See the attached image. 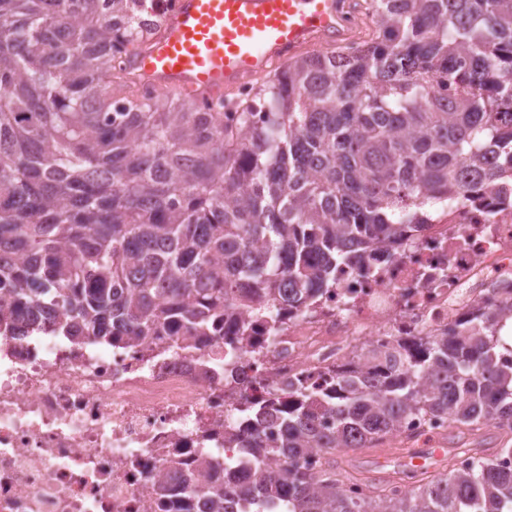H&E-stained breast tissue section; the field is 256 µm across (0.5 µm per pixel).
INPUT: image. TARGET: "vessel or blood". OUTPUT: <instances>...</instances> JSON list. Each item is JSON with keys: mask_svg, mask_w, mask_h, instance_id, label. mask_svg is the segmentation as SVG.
<instances>
[{"mask_svg": "<svg viewBox=\"0 0 512 512\" xmlns=\"http://www.w3.org/2000/svg\"><path fill=\"white\" fill-rule=\"evenodd\" d=\"M348 35L335 0H176L134 69L154 89L215 100L316 39Z\"/></svg>", "mask_w": 512, "mask_h": 512, "instance_id": "vessel-or-blood-1", "label": "vessel or blood"}]
</instances>
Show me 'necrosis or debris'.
<instances>
[{"instance_id":"4bbe7bcc","label":"necrosis or debris","mask_w":512,"mask_h":512,"mask_svg":"<svg viewBox=\"0 0 512 512\" xmlns=\"http://www.w3.org/2000/svg\"><path fill=\"white\" fill-rule=\"evenodd\" d=\"M512 299V169L495 193L436 205L402 237L338 266L331 293L275 322L224 313V335L106 347L0 337V512H186L182 475L251 472L243 404L327 386L357 352L443 335ZM165 494H157L158 484Z\"/></svg>"}]
</instances>
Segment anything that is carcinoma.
<instances>
[{
  "instance_id": "cac0c4a2",
  "label": "carcinoma",
  "mask_w": 512,
  "mask_h": 512,
  "mask_svg": "<svg viewBox=\"0 0 512 512\" xmlns=\"http://www.w3.org/2000/svg\"><path fill=\"white\" fill-rule=\"evenodd\" d=\"M158 2L0 0V336H222L224 309L313 302L338 266L512 165V0H364L369 39L207 110L129 92ZM507 319L512 302L483 308L361 354L382 371L248 408L254 471L200 487L209 512H512ZM413 418L490 424L503 444L412 487L336 461Z\"/></svg>"
}]
</instances>
